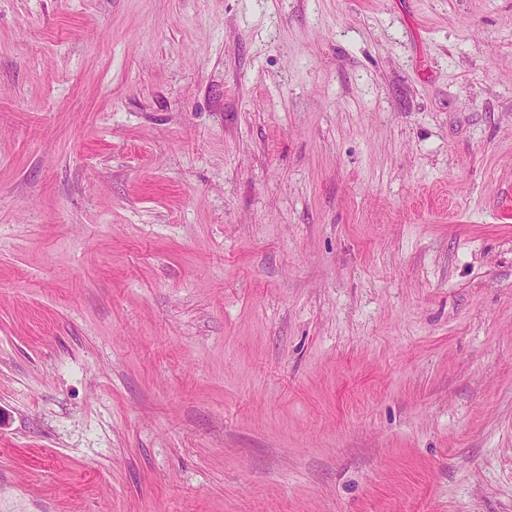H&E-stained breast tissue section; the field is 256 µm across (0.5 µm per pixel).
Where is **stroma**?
Returning <instances> with one entry per match:
<instances>
[{
    "instance_id": "obj_1",
    "label": "stroma",
    "mask_w": 512,
    "mask_h": 512,
    "mask_svg": "<svg viewBox=\"0 0 512 512\" xmlns=\"http://www.w3.org/2000/svg\"><path fill=\"white\" fill-rule=\"evenodd\" d=\"M0 512H512V0H0Z\"/></svg>"
}]
</instances>
